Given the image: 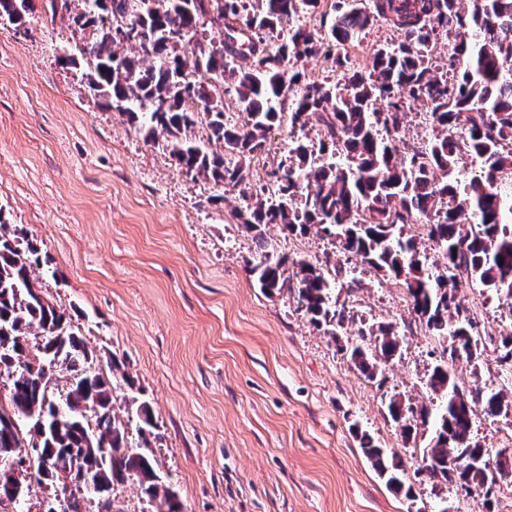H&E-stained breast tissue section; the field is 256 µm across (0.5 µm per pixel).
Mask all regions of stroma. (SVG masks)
<instances>
[{"label":"stroma","mask_w":512,"mask_h":512,"mask_svg":"<svg viewBox=\"0 0 512 512\" xmlns=\"http://www.w3.org/2000/svg\"><path fill=\"white\" fill-rule=\"evenodd\" d=\"M25 26L0 16V220L41 249L45 293L95 355L135 382L116 391V412L147 402L156 423L149 453L184 512H480L482 493L418 474L431 426L405 438L386 405L428 406L443 343L415 321L404 288L383 292L380 272L316 234L265 228L278 256L342 266L333 298L344 336L390 325L400 350L375 380L298 310L289 291L267 294L250 271L252 234L235 213L266 187L290 143L267 136L265 168L245 189L186 176L161 145L87 87L86 62L63 52L91 43L50 0H33ZM456 300L479 331L512 327L486 290L460 278ZM455 382L512 395V376L487 347L479 362H453ZM365 430L405 471L396 492L364 456ZM512 413L475 407L470 437L507 451Z\"/></svg>","instance_id":"35a3bbf8"}]
</instances>
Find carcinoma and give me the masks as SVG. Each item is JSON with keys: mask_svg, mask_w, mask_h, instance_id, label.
<instances>
[{"mask_svg": "<svg viewBox=\"0 0 512 512\" xmlns=\"http://www.w3.org/2000/svg\"><path fill=\"white\" fill-rule=\"evenodd\" d=\"M68 10L72 24L98 31L78 49L90 60L88 87L144 137L162 145L178 169L192 178L238 187L246 184V161L264 151L267 134L288 110L289 126L305 132L321 127L320 163L314 150L296 137L288 156L271 173L277 190L256 196L235 213L259 246L250 271L269 293L287 288L310 321L339 340L346 321L332 290L342 268L329 276L306 260H268L262 227L279 224L291 234H323L339 241L345 254L406 288L420 322L446 342L453 359H479L488 343L500 359H512V333L481 338L468 310L455 302L458 278L477 281L512 316V0H370L334 16L323 37L293 25L277 47L272 40L285 20L317 9L318 0H79ZM32 0H0V14L25 23ZM385 23L401 40L377 47L357 70L332 52L358 39L374 23ZM135 32L138 54L117 51L126 44L118 31ZM454 34V53H431L441 34ZM323 58L344 72L337 83L302 80L300 62ZM248 61L242 65L240 60ZM234 95L244 114L241 124L225 119L216 82ZM382 102L383 108L375 107ZM427 106L437 134L425 152L403 153L396 144L406 105ZM205 127L207 143L193 137ZM481 161L480 173L458 190L454 177L461 152ZM424 224L437 245L443 270L433 274L421 259L406 224ZM0 221V383L9 403L0 405V456L25 448L40 452L28 459L36 482L58 489L65 480H96L105 493L128 480L138 481L154 512H182L173 489L144 452L154 422L150 406L132 399L135 417L122 421L113 405L116 386L89 363L90 354L60 308L42 290L36 274L41 250ZM295 271L288 272V267ZM358 335L374 339L375 353L350 349L355 367L372 380L377 359L399 350L394 328L380 325ZM62 383L54 390L53 385ZM427 385L439 401L435 412L416 411L396 398L389 415L405 437L415 417L431 420L434 437L416 474L458 482L465 491L492 493L512 480V463L496 462L488 471V450L470 441L473 407L508 413L503 392L458 389L448 362L437 364ZM62 401L64 415L55 417ZM137 420L138 444L129 437ZM27 422L28 429L20 422ZM360 445L387 484L404 486L389 469L383 450L370 435Z\"/></svg>", "mask_w": 512, "mask_h": 512, "instance_id": "carcinoma-1", "label": "carcinoma"}]
</instances>
